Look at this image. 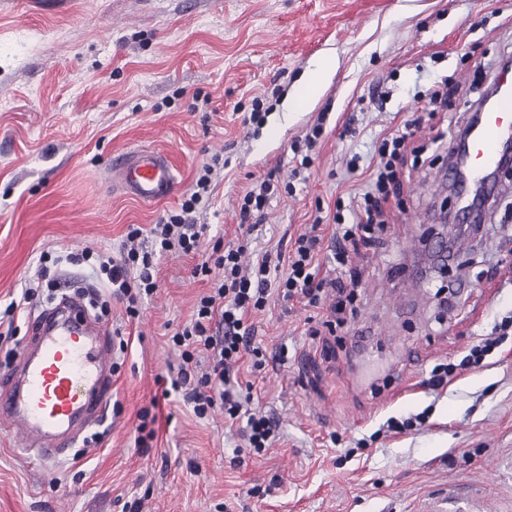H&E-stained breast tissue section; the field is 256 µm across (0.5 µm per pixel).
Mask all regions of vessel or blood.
I'll use <instances>...</instances> for the list:
<instances>
[{
	"mask_svg": "<svg viewBox=\"0 0 512 512\" xmlns=\"http://www.w3.org/2000/svg\"><path fill=\"white\" fill-rule=\"evenodd\" d=\"M500 95L485 107L471 137V175L480 178L498 160L500 138L512 128V72L497 76ZM118 185L142 202L172 194L176 170L161 152L136 149L112 157ZM111 332L80 299L62 297L37 316L15 365L0 376V426L20 451L53 460L76 447L112 397Z\"/></svg>",
	"mask_w": 512,
	"mask_h": 512,
	"instance_id": "vessel-or-blood-1",
	"label": "vessel or blood"
}]
</instances>
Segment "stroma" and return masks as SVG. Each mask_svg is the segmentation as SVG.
I'll use <instances>...</instances> for the list:
<instances>
[{
    "mask_svg": "<svg viewBox=\"0 0 512 512\" xmlns=\"http://www.w3.org/2000/svg\"><path fill=\"white\" fill-rule=\"evenodd\" d=\"M496 0H0V309L35 280L41 253H118L128 225L150 228L178 206L201 165L223 154L208 210L196 221L245 261L289 250L316 206L364 189L350 172L375 164L385 135L414 118L431 164L410 170L390 224L350 250L353 316L328 334L325 310L271 299L251 315L265 365L242 364L228 392L273 418L257 455L222 412L196 418L184 391H166L180 364L170 335L210 287L200 256L158 265L159 288L140 317L111 300L106 322L128 342L114 355L112 404L90 428L85 456L39 463L0 434V512H445L488 502L512 512V334L483 366L447 386L435 365L459 363L512 317V193L500 188L480 238L442 274L421 276L437 247L439 213L453 197L443 173L448 139L488 84L485 64L512 53V14ZM335 73L294 112L318 58ZM459 91L430 111L420 93L444 78ZM277 88L261 127L244 126L253 97ZM207 97L208 109L195 100ZM335 128L312 151L307 178H291L294 148L318 113ZM444 141H436L437 133ZM167 154L180 189L144 204L113 184L112 155ZM275 176L294 183L263 224L240 226L239 196ZM287 361H280V348ZM155 406L156 438L135 443L138 412ZM425 414L404 433L388 419Z\"/></svg>",
    "mask_w": 512,
    "mask_h": 512,
    "instance_id": "1",
    "label": "stroma"
}]
</instances>
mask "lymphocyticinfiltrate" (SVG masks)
Returning a JSON list of instances; mask_svg holds the SVG:
<instances>
[{
    "instance_id": "f902f5d3",
    "label": "lymphocytic infiltrate",
    "mask_w": 512,
    "mask_h": 512,
    "mask_svg": "<svg viewBox=\"0 0 512 512\" xmlns=\"http://www.w3.org/2000/svg\"><path fill=\"white\" fill-rule=\"evenodd\" d=\"M411 125L384 137L378 148L379 161L369 172L364 192L337 200L332 211L317 210L309 232L296 239L288 255L264 253L250 266H243L241 249L213 245L211 254L195 267L196 274L212 279V286L197 300L191 319L176 329L170 340L180 352L181 363L175 387H187L186 398L193 414L207 418L222 410L229 421L242 422L241 435L255 453L269 448L275 432L271 419L255 412H245L242 402L231 399L224 386L231 369L244 356H253L254 369H261V350L255 347L254 330L249 315L264 311L270 296L283 301L299 300L311 307L320 306L328 292L343 291L340 280L348 263L342 243L358 235H370L383 229L385 204L392 187L400 185L406 165L420 167L422 151L411 140ZM223 155L211 156L198 171L195 183L180 206L163 215L150 231L155 247L143 249L140 225L127 227L125 240L117 254L107 255L83 249L78 261L91 264L98 281L109 288V296L93 292L90 305L109 312V297L125 301L126 313L138 318L143 299L157 288V264L168 253L196 255L209 227L196 223V212L206 209L212 192L213 176L223 162ZM290 183L267 178L251 185L238 200L241 223L263 217L270 200L289 192ZM335 227L331 246H323L321 225Z\"/></svg>"
}]
</instances>
